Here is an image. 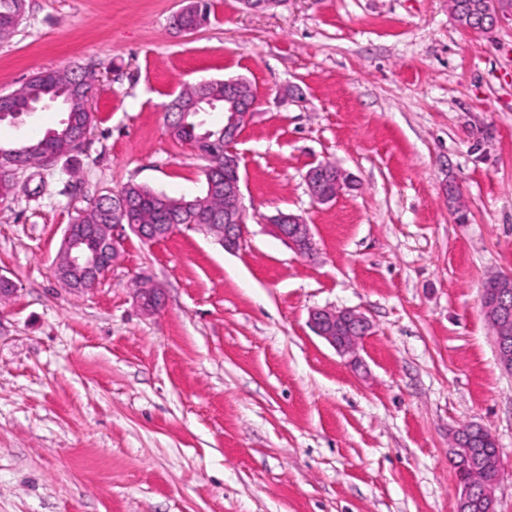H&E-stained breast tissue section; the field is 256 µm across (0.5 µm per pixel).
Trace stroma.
<instances>
[{
    "label": "stroma",
    "mask_w": 512,
    "mask_h": 512,
    "mask_svg": "<svg viewBox=\"0 0 512 512\" xmlns=\"http://www.w3.org/2000/svg\"><path fill=\"white\" fill-rule=\"evenodd\" d=\"M25 0L0 40V95L43 69L96 76L82 152L20 170L0 205V512H457L452 432L486 428L512 512V374L481 305L512 274V19L461 29L448 0ZM243 77L258 106L234 150L246 233L128 236L108 275H52L79 208L138 183L190 197L206 160L170 135L188 84ZM46 102L0 122L11 143L64 118ZM351 185L315 203L305 175ZM460 192L448 202L449 186ZM299 215L298 256L266 219ZM164 290L143 314L136 277ZM317 308L364 313L350 366ZM211 15V0H195L193 10L187 13H175L169 21L172 33L185 31L188 28L197 30L207 25Z\"/></svg>",
    "instance_id": "obj_1"
}]
</instances>
